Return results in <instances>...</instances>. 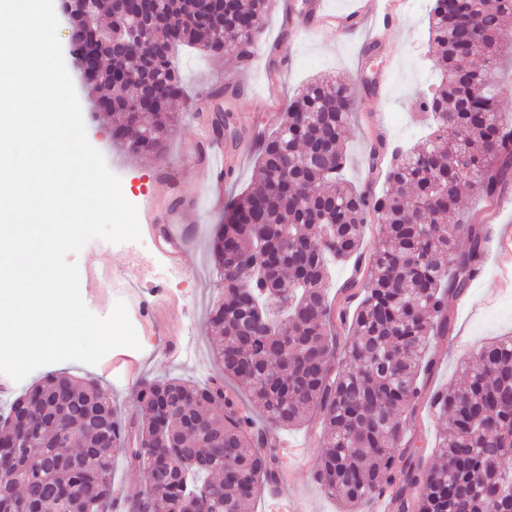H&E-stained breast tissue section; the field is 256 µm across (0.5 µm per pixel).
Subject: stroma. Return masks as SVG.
Returning a JSON list of instances; mask_svg holds the SVG:
<instances>
[{
  "label": "stroma",
  "instance_id": "1",
  "mask_svg": "<svg viewBox=\"0 0 512 512\" xmlns=\"http://www.w3.org/2000/svg\"><path fill=\"white\" fill-rule=\"evenodd\" d=\"M288 2L279 0L278 8L265 18L256 41L259 59L244 84L243 95L227 94L219 101L222 110L230 113L237 133L235 147L224 156V166L231 171L224 181L225 197L241 195L249 187L257 159V135L274 132L289 97L316 76L344 81L356 100L344 133V178L358 187L369 184L374 191L387 190L384 180H372L368 153L378 138L410 147L427 132V118L414 104L416 94L438 78L428 52L426 14L403 13L387 31L383 49L369 56L364 34L348 36L331 27L308 30L314 0H297L301 14L295 18L288 14ZM287 44L292 53L286 60L280 48ZM389 56L396 65L386 83L377 89L370 87V79ZM173 61L184 95L176 103L178 117L160 157L113 145L109 138L112 115L97 110L85 90L77 92L87 138L120 177L125 198L137 206L142 232L135 243L88 242L74 257L80 292L88 309L99 317L108 316L116 301H124L141 348L114 349L93 366L72 361L47 365L18 383L0 374V408L45 375L64 373L80 382L98 384L119 417L139 415L138 387L120 363L121 357L134 354L141 363L142 376H176L201 383L221 377L226 388L236 394L241 409H252L247 387L225 379L208 323L210 310L223 298V284L209 246L224 211L213 207L201 193L200 171L184 155L185 146L211 137L205 120L210 111L208 98L215 88L234 83L240 69L228 57L184 46L175 51ZM178 195L196 196V209L186 221L201 225L202 233L195 249L176 266L162 249L158 226L160 216ZM486 224L490 234L478 275L464 295L448 299L452 318L449 339L429 345L435 366L423 380L425 390L460 385L462 367L472 361L484 342L512 335V290L500 289L502 269L497 250L499 235L512 233V183L497 207L488 212ZM175 342L180 345L176 355L170 351ZM280 435L303 448L305 456L292 471L282 474L279 491L297 498L307 512H344L343 504L326 494L317 476L316 459L323 439L319 417L282 429Z\"/></svg>",
  "mask_w": 512,
  "mask_h": 512
}]
</instances>
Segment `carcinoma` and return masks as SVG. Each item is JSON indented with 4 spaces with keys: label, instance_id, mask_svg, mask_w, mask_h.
<instances>
[{
    "label": "carcinoma",
    "instance_id": "cac0c4a2",
    "mask_svg": "<svg viewBox=\"0 0 512 512\" xmlns=\"http://www.w3.org/2000/svg\"><path fill=\"white\" fill-rule=\"evenodd\" d=\"M273 0H160L144 18L143 39L114 48L94 41L83 16L67 19L70 42L96 55L83 75L98 109L117 115L112 143L160 156L183 95L171 55L200 46L245 65ZM111 17L103 36L128 21L118 0H98ZM478 28L474 47L466 31ZM431 46L440 76L417 97L432 131L411 149L379 141L372 166L385 167L389 193L375 196L342 177L343 134L353 108L347 84L316 79L294 95L277 130L256 142L250 189L227 202L212 243L223 299L210 313L224 376L248 385L274 427L318 413L325 435L317 471L325 492L354 512L377 490L394 488L392 512H512V336L483 345L464 382L425 396L418 386L433 359L430 338H448V296L460 295L480 269L489 229L458 209L462 186L488 207L512 169V122L498 110L497 69L512 50V0H432ZM479 54L483 65L470 63ZM143 75L159 108L153 121L135 104ZM385 225L365 278L342 291L362 295L348 315L328 299L331 261L361 251L365 224ZM424 399L447 416L436 442L442 463L414 461L417 428L408 414ZM24 404L40 435L24 448L0 447L27 465L25 482H0V512H104L112 501L115 455L131 454L146 489V512H247L278 480L265 438L223 387L177 378L140 384L139 418L115 417L92 383L48 375L0 415V434L20 438L11 411Z\"/></svg>",
    "mask_w": 512,
    "mask_h": 512
}]
</instances>
